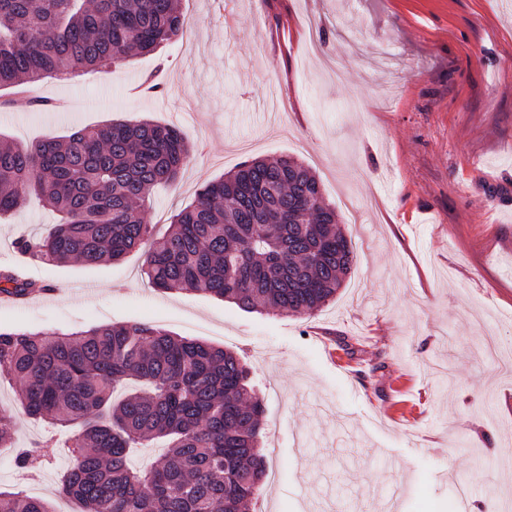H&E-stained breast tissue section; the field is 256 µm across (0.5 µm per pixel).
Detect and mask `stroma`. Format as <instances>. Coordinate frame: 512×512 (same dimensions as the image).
Listing matches in <instances>:
<instances>
[{
	"mask_svg": "<svg viewBox=\"0 0 512 512\" xmlns=\"http://www.w3.org/2000/svg\"><path fill=\"white\" fill-rule=\"evenodd\" d=\"M183 38L152 55L33 85L53 109L7 107L25 146L75 127L149 118L196 148L142 216L149 242L202 186L254 158L317 176L355 261L310 315L247 313L202 292L161 291L146 249L116 263L32 262L49 292L0 303V329L80 331L147 321L242 354L266 409L278 473L248 512H477L512 502V10L501 0H181ZM159 70L153 91L145 74ZM38 198L0 221V267L21 234L54 223ZM15 448L0 491L60 497L70 432L31 420L0 370ZM53 438L51 458L33 451ZM30 449L19 472L16 448Z\"/></svg>",
	"mask_w": 512,
	"mask_h": 512,
	"instance_id": "1",
	"label": "stroma"
}]
</instances>
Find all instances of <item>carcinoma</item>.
Listing matches in <instances>:
<instances>
[{
  "instance_id": "obj_1",
  "label": "carcinoma",
  "mask_w": 512,
  "mask_h": 512,
  "mask_svg": "<svg viewBox=\"0 0 512 512\" xmlns=\"http://www.w3.org/2000/svg\"><path fill=\"white\" fill-rule=\"evenodd\" d=\"M180 0H0V91L110 67L184 33ZM192 146L178 128L111 121L28 146L0 143V217L38 196L57 212L44 233L14 240L26 259L119 261L148 234L141 209L177 181ZM351 246L298 160L253 159L204 185L146 258L162 290L204 292L246 312L311 314L336 296ZM42 286L0 270V296ZM26 414L74 433L58 495L81 512H244L267 479L264 405L235 352L150 322L76 332L0 330V369ZM133 381L137 390L113 399ZM167 452L135 471L134 448ZM14 446L0 405V448ZM0 512H54L40 498L0 491Z\"/></svg>"
}]
</instances>
